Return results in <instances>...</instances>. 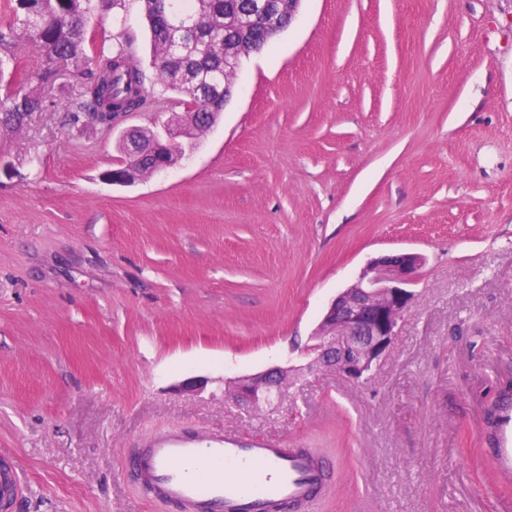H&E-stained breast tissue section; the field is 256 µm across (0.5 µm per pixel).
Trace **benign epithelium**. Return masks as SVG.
Returning <instances> with one entry per match:
<instances>
[{"instance_id": "benign-epithelium-1", "label": "benign epithelium", "mask_w": 512, "mask_h": 512, "mask_svg": "<svg viewBox=\"0 0 512 512\" xmlns=\"http://www.w3.org/2000/svg\"><path fill=\"white\" fill-rule=\"evenodd\" d=\"M301 0H252L249 9L239 15L243 25L258 17H279L288 11V19L297 14ZM159 12L185 37L197 36L196 20L172 10V0H156ZM178 139L166 130L165 137L146 134L144 128L123 132L127 146L121 167L112 170V182L131 184L143 177L139 154L165 153ZM426 257L414 251H401L373 260L348 288L329 304L313 343L306 352L312 364L328 368L336 375L359 382L390 348L398 323L414 301L412 285L416 282ZM288 369L275 366L265 371L224 381L225 399L237 404L258 405L284 392Z\"/></svg>"}]
</instances>
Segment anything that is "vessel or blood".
I'll use <instances>...</instances> for the list:
<instances>
[{"label": "vessel or blood", "mask_w": 512, "mask_h": 512, "mask_svg": "<svg viewBox=\"0 0 512 512\" xmlns=\"http://www.w3.org/2000/svg\"><path fill=\"white\" fill-rule=\"evenodd\" d=\"M497 467L512 476V405L499 414ZM144 500H162L179 512H269L314 500L331 471L327 460L304 448L264 437L249 440L221 431L183 432L144 441L130 459ZM20 475L0 468V502L14 504Z\"/></svg>", "instance_id": "1"}]
</instances>
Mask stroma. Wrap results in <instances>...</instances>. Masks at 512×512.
<instances>
[{
  "instance_id": "obj_1",
  "label": "stroma",
  "mask_w": 512,
  "mask_h": 512,
  "mask_svg": "<svg viewBox=\"0 0 512 512\" xmlns=\"http://www.w3.org/2000/svg\"><path fill=\"white\" fill-rule=\"evenodd\" d=\"M101 28L154 80L139 0ZM80 82L33 79L44 111L0 134L14 512H176L140 498L128 453L180 429L319 450L311 512H512L482 411L512 378V0H302L193 153L129 186L104 177L122 132L170 121L171 96L77 127ZM403 250L426 263L368 380L306 372L330 301ZM275 364L296 370L281 401L225 402Z\"/></svg>"
}]
</instances>
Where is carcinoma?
Returning a JSON list of instances; mask_svg holds the SVG:
<instances>
[{
    "label": "carcinoma",
    "instance_id": "1",
    "mask_svg": "<svg viewBox=\"0 0 512 512\" xmlns=\"http://www.w3.org/2000/svg\"><path fill=\"white\" fill-rule=\"evenodd\" d=\"M124 0H5L0 8L13 18V23L0 29V129L19 128L30 112L43 109L44 100L24 91L30 77L27 67L11 54L19 38H32L59 63L77 72L88 73V80L71 100L68 118L81 123L85 112H127L143 110L150 104L146 79L140 61L128 40L88 37L93 18L103 19L123 6ZM142 11L151 34V64L154 84L167 91L185 95L180 101L183 112L176 123L200 124L205 131L207 114L217 119L224 107L214 106L209 97L211 84L233 80L236 68L224 63V34L236 38L245 48H262L280 32L288 21L283 12L278 24L260 23L244 28L233 19L248 7L249 0H176L177 8L198 15L209 42L184 40L186 47L175 61L166 59V43L179 38L157 19L152 0H141Z\"/></svg>",
    "mask_w": 512,
    "mask_h": 512
}]
</instances>
